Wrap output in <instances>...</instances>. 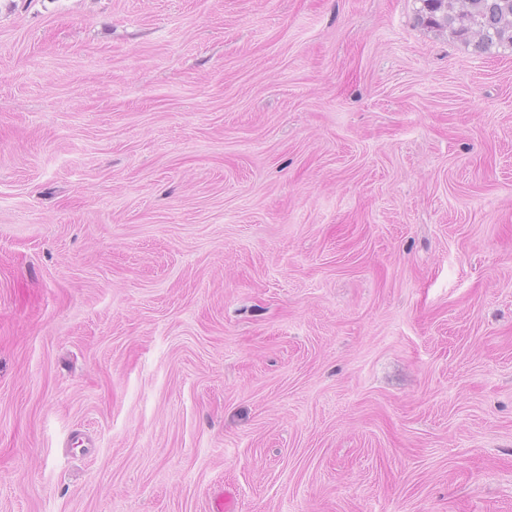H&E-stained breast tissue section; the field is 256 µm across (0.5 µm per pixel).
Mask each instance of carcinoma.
<instances>
[{"instance_id": "obj_1", "label": "carcinoma", "mask_w": 512, "mask_h": 512, "mask_svg": "<svg viewBox=\"0 0 512 512\" xmlns=\"http://www.w3.org/2000/svg\"><path fill=\"white\" fill-rule=\"evenodd\" d=\"M418 22L479 51L512 49V0H419Z\"/></svg>"}]
</instances>
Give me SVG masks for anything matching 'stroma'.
Returning <instances> with one entry per match:
<instances>
[{
  "label": "stroma",
  "mask_w": 512,
  "mask_h": 512,
  "mask_svg": "<svg viewBox=\"0 0 512 512\" xmlns=\"http://www.w3.org/2000/svg\"><path fill=\"white\" fill-rule=\"evenodd\" d=\"M418 0H0V512H512V50Z\"/></svg>",
  "instance_id": "stroma-1"
}]
</instances>
